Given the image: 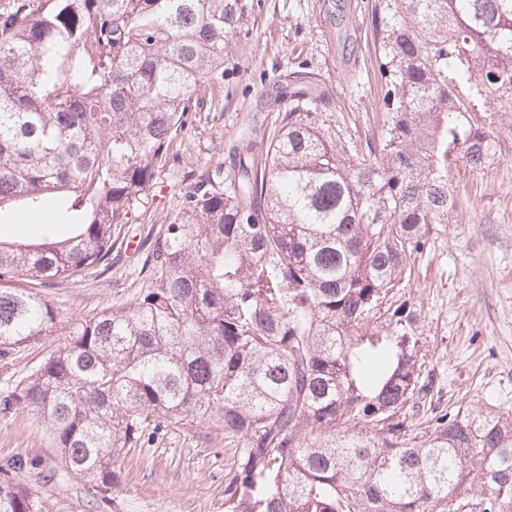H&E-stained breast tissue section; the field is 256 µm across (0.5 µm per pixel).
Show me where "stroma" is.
<instances>
[{"label": "stroma", "instance_id": "35a3bbf8", "mask_svg": "<svg viewBox=\"0 0 512 512\" xmlns=\"http://www.w3.org/2000/svg\"><path fill=\"white\" fill-rule=\"evenodd\" d=\"M372 0H252L253 9L226 38L224 89L205 95L183 134V170L223 164L228 142L261 135L291 104L262 102L292 76L303 74L323 94L324 110L352 131L375 124L381 89L370 36ZM497 135L502 155L473 171L448 177L465 199L437 225L412 280L398 291L415 304L422 337L421 382L442 406L490 407L512 414V126ZM183 170L162 171L150 190L154 220L125 225V244L112 251L104 274L57 280L38 292L63 314L92 316L130 304L147 281L146 253L177 212L189 188ZM63 333L0 358V389L14 384L51 350ZM29 462L19 478L40 512H224V477L233 451L209 421L169 425L149 447L129 451L109 489L73 474L49 435L28 411L0 413V466Z\"/></svg>", "mask_w": 512, "mask_h": 512}]
</instances>
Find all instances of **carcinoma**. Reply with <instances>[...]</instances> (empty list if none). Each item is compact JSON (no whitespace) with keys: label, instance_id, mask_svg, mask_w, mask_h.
Here are the masks:
<instances>
[{"label":"carcinoma","instance_id":"cac0c4a2","mask_svg":"<svg viewBox=\"0 0 512 512\" xmlns=\"http://www.w3.org/2000/svg\"><path fill=\"white\" fill-rule=\"evenodd\" d=\"M248 0H8L0 6V215L50 211L65 233L0 239V281L111 267L157 175L183 163L201 92L224 88V39ZM382 132L345 138L313 84L267 138L201 174L128 308L66 317L0 288V357L68 325L11 387L67 467L112 488L123 454L166 424L214 420L235 449L224 512H512V416L418 400L410 281L457 208V165L502 156L512 115V0H374ZM0 471V512H37Z\"/></svg>","mask_w":512,"mask_h":512}]
</instances>
